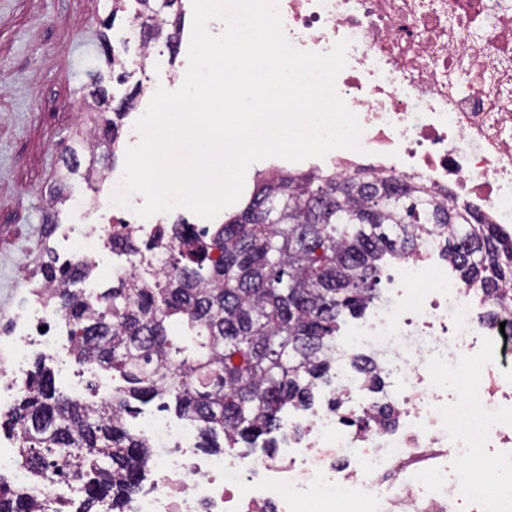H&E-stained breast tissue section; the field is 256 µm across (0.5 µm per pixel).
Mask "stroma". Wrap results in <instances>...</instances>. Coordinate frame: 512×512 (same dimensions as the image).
<instances>
[{
    "mask_svg": "<svg viewBox=\"0 0 512 512\" xmlns=\"http://www.w3.org/2000/svg\"><path fill=\"white\" fill-rule=\"evenodd\" d=\"M110 9L111 0H0V313L23 301L21 264L45 220L81 221L68 209L47 214L44 203L79 147L91 83L118 99L133 87L99 58Z\"/></svg>",
    "mask_w": 512,
    "mask_h": 512,
    "instance_id": "35a3bbf8",
    "label": "stroma"
}]
</instances>
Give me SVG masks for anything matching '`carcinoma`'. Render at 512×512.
<instances>
[{"mask_svg":"<svg viewBox=\"0 0 512 512\" xmlns=\"http://www.w3.org/2000/svg\"><path fill=\"white\" fill-rule=\"evenodd\" d=\"M143 44L176 43L184 12L176 0H136ZM104 62L125 68L107 39ZM142 92L138 82L112 107L121 118ZM115 118L94 122L89 136L113 152ZM448 228V259L468 285L491 299L512 284V240L479 224L455 199L393 176L345 177L312 171L258 174L248 201L224 223L197 230L170 228L169 269L150 283L151 263L129 239L113 248L135 255L142 273L105 288L90 304L71 285L90 275L68 265L42 271L57 284L54 297L72 319L78 361L110 370L119 393L97 406L61 394L52 372L38 367L31 395L3 414L0 427L19 442L20 463L39 477L80 481L91 507L136 492L149 456L148 441L122 418L166 397L196 423L200 436L250 453L280 428L291 404L308 408L314 388L329 380L336 333L381 296L384 269L418 247L422 225ZM378 389L372 361L353 359ZM0 512H31L26 496L0 487Z\"/></svg>","mask_w":512,"mask_h":512,"instance_id":"cac0c4a2","label":"carcinoma"}]
</instances>
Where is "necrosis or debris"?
<instances>
[{
  "mask_svg": "<svg viewBox=\"0 0 512 512\" xmlns=\"http://www.w3.org/2000/svg\"><path fill=\"white\" fill-rule=\"evenodd\" d=\"M298 48L326 52L351 39L337 89L363 128L376 174L450 193L512 238V0H279ZM120 172L70 199L86 224H62L63 262L89 264L78 282L95 300L108 281L136 273L112 237L152 246L154 271L168 268L159 240L168 217L141 220L113 206ZM444 230L423 233L402 260L397 286L337 346L336 379L315 407L285 410L272 455L208 453L192 422L163 411L134 426L152 446L151 478L129 512H512V291L491 300L462 283L444 251ZM23 267L27 299L0 315V409L33 390L30 358L54 361L72 394L87 368L52 289ZM372 358L382 380L368 393L352 354ZM0 478L23 489L37 512L68 504L82 487L34 479L18 444L0 434Z\"/></svg>",
  "mask_w": 512,
  "mask_h": 512,
  "instance_id": "necrosis-or-debris-1",
  "label": "necrosis or debris"
}]
</instances>
